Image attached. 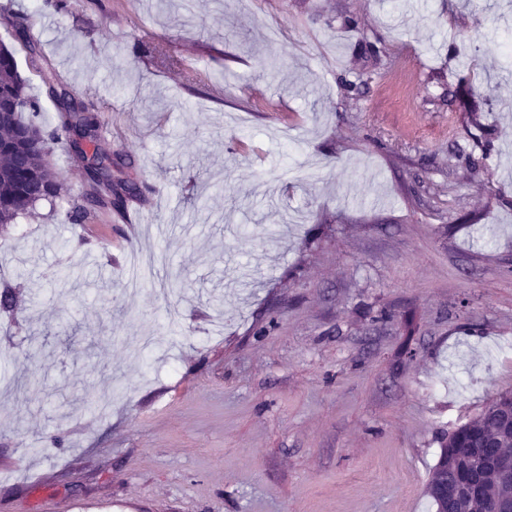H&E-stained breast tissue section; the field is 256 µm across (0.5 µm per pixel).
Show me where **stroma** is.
<instances>
[{
  "label": "stroma",
  "mask_w": 512,
  "mask_h": 512,
  "mask_svg": "<svg viewBox=\"0 0 512 512\" xmlns=\"http://www.w3.org/2000/svg\"><path fill=\"white\" fill-rule=\"evenodd\" d=\"M22 15L46 128L51 70L142 192L62 223L54 144L61 198L0 229V512H435L440 435L512 392L507 0Z\"/></svg>",
  "instance_id": "1"
}]
</instances>
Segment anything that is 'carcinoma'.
<instances>
[{
	"instance_id": "1",
	"label": "carcinoma",
	"mask_w": 512,
	"mask_h": 512,
	"mask_svg": "<svg viewBox=\"0 0 512 512\" xmlns=\"http://www.w3.org/2000/svg\"><path fill=\"white\" fill-rule=\"evenodd\" d=\"M14 26L28 57L35 59L40 47L28 35L27 24L18 21ZM42 81L61 112L60 123L47 135L38 124L39 99L28 94L15 51L0 43V226L15 223L41 201L60 197L62 186L45 161L49 141L93 146L86 167V197L99 207L121 210L125 198L139 193V188L127 182L112 185V156L101 147L97 118L75 107L74 98L54 72L43 73ZM509 403L512 393H500L476 417L440 436V453L426 486L435 512H448V504L437 494L443 482L451 485L475 475L471 459L487 463L500 453H512V430L501 424L502 407ZM510 498L512 485L489 477L483 499L474 505L463 502L461 512H491L493 504Z\"/></svg>"
}]
</instances>
